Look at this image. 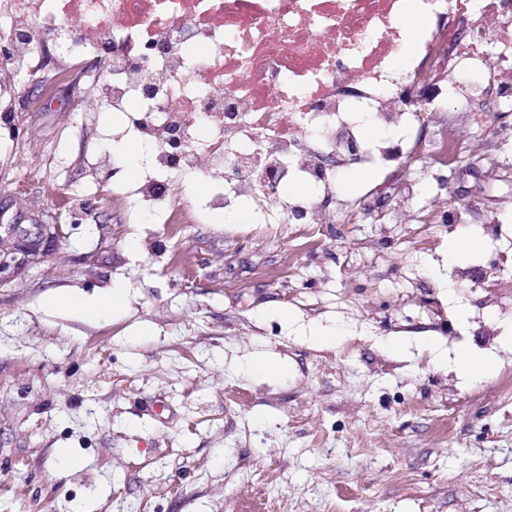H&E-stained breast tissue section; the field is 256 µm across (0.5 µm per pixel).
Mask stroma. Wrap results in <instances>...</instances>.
I'll list each match as a JSON object with an SVG mask.
<instances>
[{
  "mask_svg": "<svg viewBox=\"0 0 512 512\" xmlns=\"http://www.w3.org/2000/svg\"><path fill=\"white\" fill-rule=\"evenodd\" d=\"M92 63L50 98L28 75L0 90V225L64 232L0 284V512H512V314L437 285L449 242L482 224L372 217L304 245L299 224L201 213L187 173L165 182L186 215L167 237L124 193L142 155L84 176L124 121ZM503 170L467 196L476 214L512 215ZM118 285L122 309L94 320L46 306ZM430 339L494 356V374L463 379ZM254 351L285 373L245 367Z\"/></svg>",
  "mask_w": 512,
  "mask_h": 512,
  "instance_id": "35a3bbf8",
  "label": "stroma"
}]
</instances>
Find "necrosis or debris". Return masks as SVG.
I'll use <instances>...</instances> for the list:
<instances>
[{
    "label": "necrosis or debris",
    "mask_w": 512,
    "mask_h": 512,
    "mask_svg": "<svg viewBox=\"0 0 512 512\" xmlns=\"http://www.w3.org/2000/svg\"><path fill=\"white\" fill-rule=\"evenodd\" d=\"M0 0V85L32 71L41 47L93 54L111 70L99 84L137 141L154 148L137 202L158 200L159 175L198 172L205 207L241 201L268 209L285 183L315 198L285 200L310 224L336 221L337 168L374 175L421 157L441 167L468 155L501 176L490 156L512 148V123L481 144L463 138L487 96L512 109V0ZM415 42L403 72L394 62ZM481 73L483 82L449 81ZM388 129L368 140L365 121Z\"/></svg>",
    "instance_id": "1"
}]
</instances>
